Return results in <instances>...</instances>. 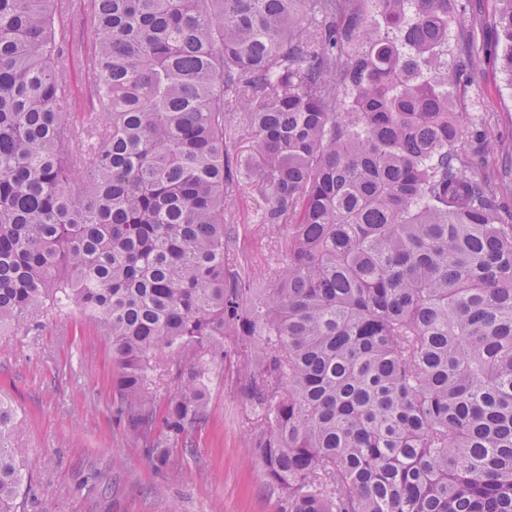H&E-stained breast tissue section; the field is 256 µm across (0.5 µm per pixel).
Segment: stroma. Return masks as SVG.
Here are the masks:
<instances>
[{
	"label": "stroma",
	"instance_id": "stroma-1",
	"mask_svg": "<svg viewBox=\"0 0 512 512\" xmlns=\"http://www.w3.org/2000/svg\"><path fill=\"white\" fill-rule=\"evenodd\" d=\"M451 6L448 61L469 76L453 89V105L485 142L478 151L466 137L461 147L475 153L479 176L494 181L512 169V80L495 44V2ZM257 206L256 196L240 192L225 213L242 227L230 260L255 275L283 258L280 235L256 223ZM115 377L112 346L100 329L49 322L0 335V397L17 411L32 462L27 512H280V494L245 442L250 405L232 372L211 389L210 423L194 435L193 452L172 441L162 470L117 419Z\"/></svg>",
	"mask_w": 512,
	"mask_h": 512
}]
</instances>
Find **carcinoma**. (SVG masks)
<instances>
[{
	"label": "carcinoma",
	"mask_w": 512,
	"mask_h": 512,
	"mask_svg": "<svg viewBox=\"0 0 512 512\" xmlns=\"http://www.w3.org/2000/svg\"><path fill=\"white\" fill-rule=\"evenodd\" d=\"M56 2L0 0V332L102 327L156 466L209 424L230 337L281 512H512V216L460 149L448 0H93L81 108ZM244 185L285 232L268 288L229 262ZM15 427L0 402V512ZM94 22H88L86 24V39L87 46L93 47V32ZM84 46L82 53V61H83V76L85 79V85L87 88H94L98 82V70L95 58L93 54L89 51L88 47Z\"/></svg>",
	"instance_id": "1"
}]
</instances>
